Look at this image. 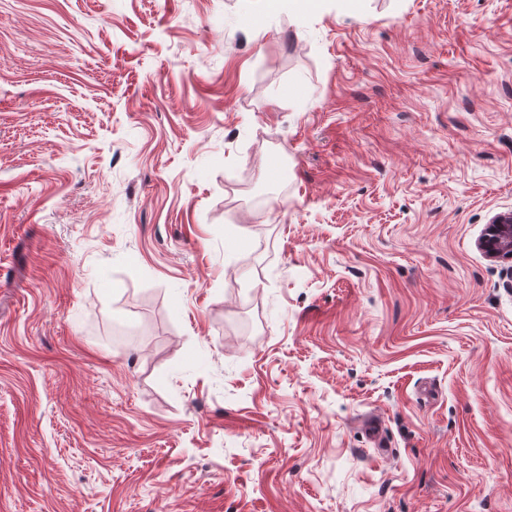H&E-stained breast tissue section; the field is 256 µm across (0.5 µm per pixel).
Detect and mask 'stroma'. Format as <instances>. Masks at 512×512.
Instances as JSON below:
<instances>
[{
	"label": "stroma",
	"instance_id": "obj_1",
	"mask_svg": "<svg viewBox=\"0 0 512 512\" xmlns=\"http://www.w3.org/2000/svg\"><path fill=\"white\" fill-rule=\"evenodd\" d=\"M512 0H0V512H512ZM479 246L491 258L512 261V212L498 213L490 219Z\"/></svg>",
	"mask_w": 512,
	"mask_h": 512
}]
</instances>
